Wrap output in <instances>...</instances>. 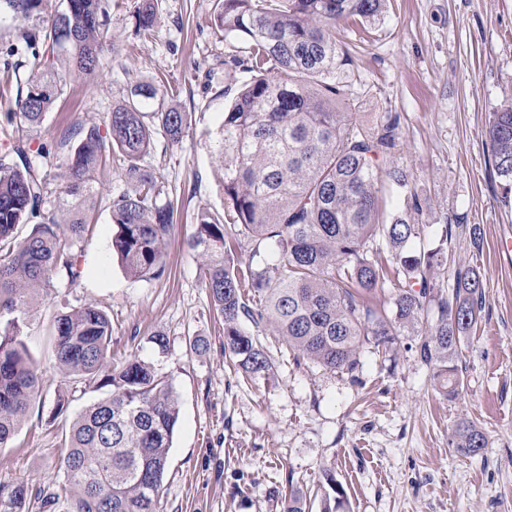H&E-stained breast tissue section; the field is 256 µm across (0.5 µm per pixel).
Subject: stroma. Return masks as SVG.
I'll return each mask as SVG.
<instances>
[{
    "label": "stroma",
    "instance_id": "35a3bbf8",
    "mask_svg": "<svg viewBox=\"0 0 512 512\" xmlns=\"http://www.w3.org/2000/svg\"><path fill=\"white\" fill-rule=\"evenodd\" d=\"M138 0H114L103 66L69 82L34 135L57 145L77 123H104L134 85L165 78L174 101L192 115L181 146L155 135L144 163L160 172L177 208L161 277H128L111 250L117 228L108 199L125 184L109 169L96 174L101 200L79 250L75 286L55 280L31 311L27 344L42 376L14 441L0 448V483L25 482L62 492L56 464L67 425L53 418L57 391L71 412L97 398L63 379L48 327L58 313L92 304L112 320V359L136 355L172 383L180 419L169 453L161 512H283L284 496L302 491L316 512L326 474H333L351 512H512V258L496 240L512 230V197L502 195L486 126L512 92V0H390L369 35L336 26L354 60V93L365 125L397 115L400 166L414 176L418 209L396 194L388 208L404 209L436 247L447 224L479 225L483 247L448 245L447 262L432 272L447 287L456 269L476 267L486 291L483 318L465 337L457 361L464 386L448 399L434 386L433 364L421 339L404 329L390 349L366 348L355 376L296 358L271 330L254 338L269 372L249 378L224 355V331L189 249L195 217L223 213V161L210 143L224 119V57L235 43L217 36L216 0H154L155 35L136 36ZM23 19L0 23V73L26 84L36 61L11 56ZM164 333L165 351L150 336ZM206 340L194 349L193 339ZM474 421L488 446L467 455L455 446L460 422Z\"/></svg>",
    "mask_w": 512,
    "mask_h": 512
}]
</instances>
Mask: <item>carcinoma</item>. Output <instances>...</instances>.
I'll list each match as a JSON object with an SVG mask.
<instances>
[{
	"instance_id": "1",
	"label": "carcinoma",
	"mask_w": 512,
	"mask_h": 512,
	"mask_svg": "<svg viewBox=\"0 0 512 512\" xmlns=\"http://www.w3.org/2000/svg\"><path fill=\"white\" fill-rule=\"evenodd\" d=\"M388 0H217L215 31L244 45L224 60V95H232L213 138L223 158L224 214L202 211L190 248L204 258L201 275L224 322V354L248 374L270 362L242 326L270 327L298 356L341 374H354L367 346L388 347L402 329L425 328L421 356L436 366L434 379L448 398L459 393L455 361L478 323L485 291L472 267L454 273L445 294L429 274L443 265L449 225L440 244L427 248L423 231L400 210L386 209L382 193L404 196L418 208L413 175L393 160L401 138L396 116L365 126L350 97L352 59L336 43V23L375 24ZM0 0L6 15L33 21L20 40L41 48L27 90H17L16 111L0 120V137L19 161L0 159V446L16 436L41 387L26 342L33 293L55 276L75 284L81 275L75 245L87 227L99 191L98 166H115L126 190L112 199L118 227L112 252L125 273L151 280L164 271L174 207L162 176L144 166L153 136L182 143L191 114L170 104L156 84L141 83L108 113L104 125L78 123L59 148L64 174L54 207H46V168L56 151L31 148L70 77L92 75L107 43L104 17L112 0ZM160 18L142 4L136 32L151 36ZM251 80L232 92L236 71ZM504 194L512 193V97L491 113L487 128ZM31 226L19 236L20 227ZM269 251L274 267L235 259L229 237ZM392 285L390 307L374 292ZM258 297L249 304L246 292ZM56 366L66 379L93 384L105 396L83 408L65 436L58 460L65 497L24 482L0 486L10 501L3 512H23L30 500L42 512H158L179 402L172 383L138 357L112 364V322L94 305L56 315L49 326ZM457 448L476 454L487 445L470 421L456 429ZM320 512H350L336 480Z\"/></svg>"
}]
</instances>
